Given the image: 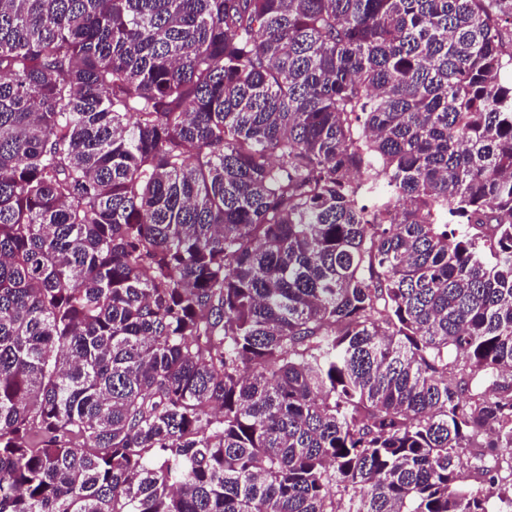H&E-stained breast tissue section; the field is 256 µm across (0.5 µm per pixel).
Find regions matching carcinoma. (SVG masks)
<instances>
[{
	"mask_svg": "<svg viewBox=\"0 0 512 512\" xmlns=\"http://www.w3.org/2000/svg\"><path fill=\"white\" fill-rule=\"evenodd\" d=\"M512 0H0V512H512Z\"/></svg>",
	"mask_w": 512,
	"mask_h": 512,
	"instance_id": "obj_1",
	"label": "carcinoma"
}]
</instances>
